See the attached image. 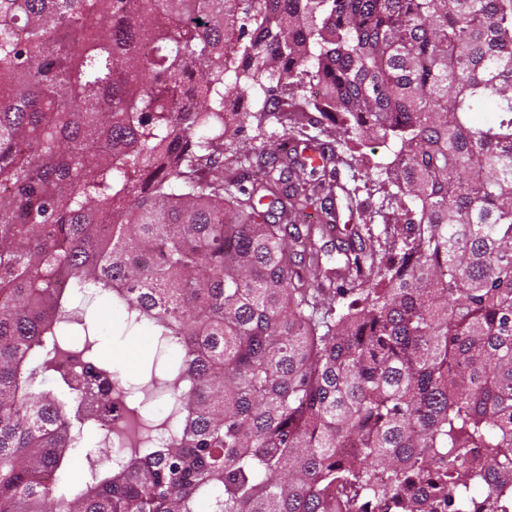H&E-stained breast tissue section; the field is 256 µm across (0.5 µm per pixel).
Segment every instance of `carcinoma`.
I'll return each instance as SVG.
<instances>
[{"instance_id":"cac0c4a2","label":"carcinoma","mask_w":512,"mask_h":512,"mask_svg":"<svg viewBox=\"0 0 512 512\" xmlns=\"http://www.w3.org/2000/svg\"><path fill=\"white\" fill-rule=\"evenodd\" d=\"M308 85L336 143L253 164L224 114ZM365 140L395 223L320 246ZM75 294L150 328L138 384ZM202 500L512 512V0H0V512Z\"/></svg>"}]
</instances>
